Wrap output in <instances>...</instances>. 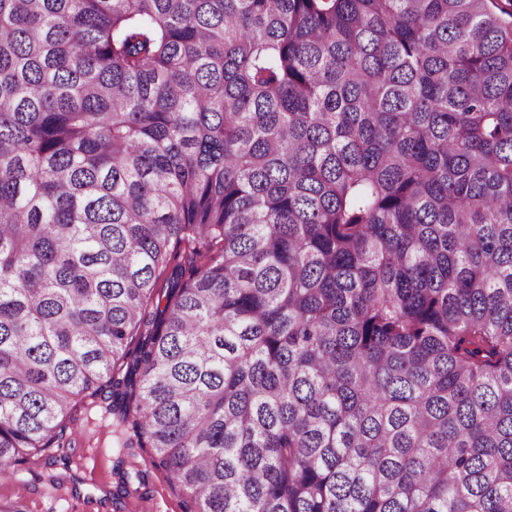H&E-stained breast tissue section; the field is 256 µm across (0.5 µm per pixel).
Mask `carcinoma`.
<instances>
[{
  "label": "carcinoma",
  "instance_id": "1",
  "mask_svg": "<svg viewBox=\"0 0 512 512\" xmlns=\"http://www.w3.org/2000/svg\"><path fill=\"white\" fill-rule=\"evenodd\" d=\"M96 396L184 512H512V0H0V473Z\"/></svg>",
  "mask_w": 512,
  "mask_h": 512
}]
</instances>
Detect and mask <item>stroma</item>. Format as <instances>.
Masks as SVG:
<instances>
[{"mask_svg": "<svg viewBox=\"0 0 512 512\" xmlns=\"http://www.w3.org/2000/svg\"><path fill=\"white\" fill-rule=\"evenodd\" d=\"M69 427L64 462L17 467L12 481L0 482V501L23 512H183L166 470L114 420L106 401L84 399ZM53 475L58 483H50Z\"/></svg>", "mask_w": 512, "mask_h": 512, "instance_id": "35a3bbf8", "label": "stroma"}]
</instances>
